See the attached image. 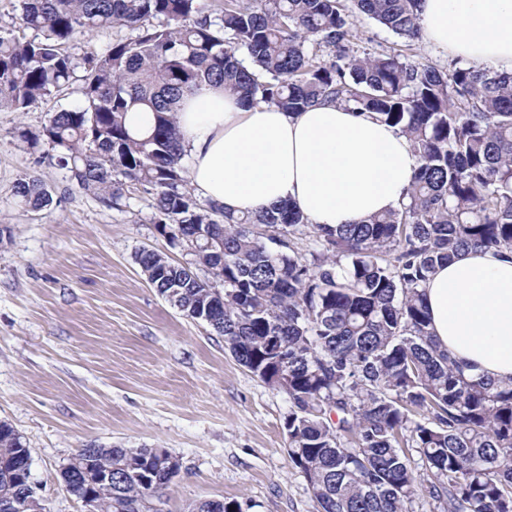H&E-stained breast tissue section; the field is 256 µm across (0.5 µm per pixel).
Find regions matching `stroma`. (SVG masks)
<instances>
[{
	"mask_svg": "<svg viewBox=\"0 0 512 512\" xmlns=\"http://www.w3.org/2000/svg\"><path fill=\"white\" fill-rule=\"evenodd\" d=\"M348 12L355 49L400 47ZM79 102L72 85L27 112L0 111V421L30 448L48 512H85L60 470L91 443L178 457L160 512L210 499L242 512H316L288 457L287 395L238 365L223 337L172 307L135 263L143 248L190 260L157 232L147 200L105 207L19 139ZM28 176L51 188V210L16 205L14 186Z\"/></svg>",
	"mask_w": 512,
	"mask_h": 512,
	"instance_id": "1",
	"label": "stroma"
}]
</instances>
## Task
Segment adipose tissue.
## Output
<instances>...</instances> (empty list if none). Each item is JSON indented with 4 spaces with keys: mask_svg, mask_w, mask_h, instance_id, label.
<instances>
[{
    "mask_svg": "<svg viewBox=\"0 0 512 512\" xmlns=\"http://www.w3.org/2000/svg\"><path fill=\"white\" fill-rule=\"evenodd\" d=\"M421 19L439 49L512 65V0H422ZM179 126L195 192L234 212L289 201L311 223L350 224L397 209L416 167L398 128L335 103L291 115L206 87L185 98ZM423 293L442 349L512 379V252H461Z\"/></svg>",
    "mask_w": 512,
    "mask_h": 512,
    "instance_id": "ef3b65f1",
    "label": "adipose tissue"
}]
</instances>
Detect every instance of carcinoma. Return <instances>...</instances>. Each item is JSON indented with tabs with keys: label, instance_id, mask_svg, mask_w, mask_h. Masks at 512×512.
<instances>
[{
	"label": "carcinoma",
	"instance_id": "cac0c4a2",
	"mask_svg": "<svg viewBox=\"0 0 512 512\" xmlns=\"http://www.w3.org/2000/svg\"><path fill=\"white\" fill-rule=\"evenodd\" d=\"M214 2L15 0L0 21V109L26 112L79 83L77 107L19 137L106 207L150 197L159 234L192 260L141 249L135 263L186 317L213 319L232 357L288 396V455L318 512H412L421 485L412 450L446 512H512V381L464 376L435 343L422 293L462 251L512 249V69L443 71L361 53L342 0ZM354 2L398 38H420V0ZM104 27L127 34L103 52L86 47ZM205 86L290 114L334 102L377 115L413 143L406 202L327 227L289 201L235 214L199 199L177 114ZM14 197L32 211L53 203L36 176ZM89 453L85 483L67 492L92 496L95 512H152L171 484L155 449L121 446L78 450L60 478ZM133 457L150 483L122 470ZM28 460L23 437L1 422L0 501L30 496L15 472ZM109 468L110 488L96 481ZM193 512L241 506L203 500Z\"/></svg>",
	"mask_w": 512,
	"mask_h": 512
}]
</instances>
